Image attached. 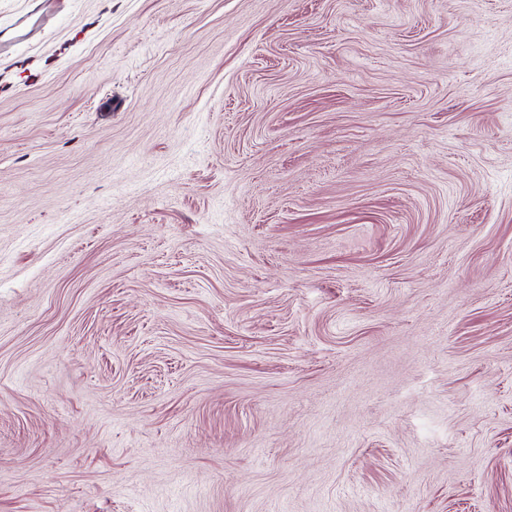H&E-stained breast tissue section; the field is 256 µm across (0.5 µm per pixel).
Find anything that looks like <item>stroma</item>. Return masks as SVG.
<instances>
[{
	"label": "stroma",
	"mask_w": 512,
	"mask_h": 512,
	"mask_svg": "<svg viewBox=\"0 0 512 512\" xmlns=\"http://www.w3.org/2000/svg\"><path fill=\"white\" fill-rule=\"evenodd\" d=\"M0 512H512V0H0Z\"/></svg>",
	"instance_id": "35a3bbf8"
}]
</instances>
